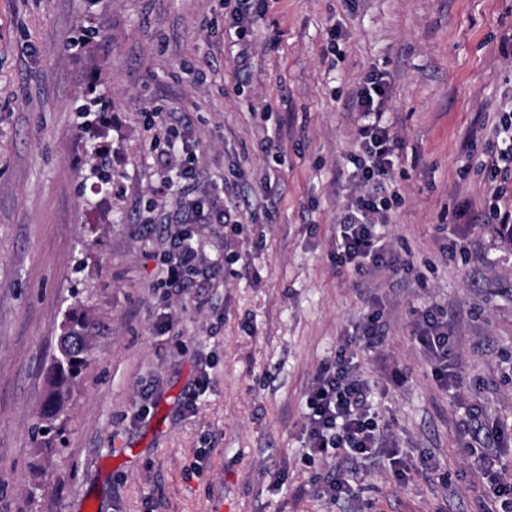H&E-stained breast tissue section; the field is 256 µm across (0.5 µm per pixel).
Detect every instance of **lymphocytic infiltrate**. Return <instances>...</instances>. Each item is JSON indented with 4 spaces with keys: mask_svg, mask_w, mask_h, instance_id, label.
Masks as SVG:
<instances>
[{
    "mask_svg": "<svg viewBox=\"0 0 512 512\" xmlns=\"http://www.w3.org/2000/svg\"><path fill=\"white\" fill-rule=\"evenodd\" d=\"M361 155L351 157L350 182L360 187L337 226L336 261L357 272L370 273L387 264V244L383 228L389 216L385 178L393 164L397 140L382 126L380 115L386 108L388 84L383 76L369 75L356 93ZM232 211L191 201L187 211L177 214L181 232L171 241L172 252L161 261L159 287L183 288L204 262L191 243L195 224H233ZM415 340L433 363V374L445 389L456 388L458 376L449 361L450 334L447 316L426 315L415 325ZM304 431L308 455H325L335 449L343 455L368 458L387 457L392 468L402 465L399 450L372 409V390L347 360L322 367L306 397Z\"/></svg>",
    "mask_w": 512,
    "mask_h": 512,
    "instance_id": "1",
    "label": "lymphocytic infiltrate"
}]
</instances>
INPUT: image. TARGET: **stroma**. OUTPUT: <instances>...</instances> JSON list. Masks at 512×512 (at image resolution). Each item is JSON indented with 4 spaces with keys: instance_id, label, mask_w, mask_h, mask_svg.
Wrapping results in <instances>:
<instances>
[{
    "instance_id": "1",
    "label": "stroma",
    "mask_w": 512,
    "mask_h": 512,
    "mask_svg": "<svg viewBox=\"0 0 512 512\" xmlns=\"http://www.w3.org/2000/svg\"><path fill=\"white\" fill-rule=\"evenodd\" d=\"M240 57L224 0H0V512H497L480 458L512 480V211L486 159L512 97V0H246ZM388 81L398 149L389 264L336 263L355 188L353 94ZM93 87L105 115L79 108ZM114 186L83 155L91 131ZM194 196L225 194L239 233L197 227L206 263L158 289L171 147ZM89 356L67 421L31 434L73 298ZM169 306L180 335L161 331ZM451 311L461 384L412 332ZM379 310L383 342L358 324ZM351 348L407 467L306 456V395ZM478 411L459 428L464 408ZM355 473L351 496L318 478ZM160 159L164 166L176 169L180 180L185 183L177 189L178 193L185 188L186 184L189 185L197 179V168L191 158L180 159L173 150L172 154H161Z\"/></svg>"
}]
</instances>
